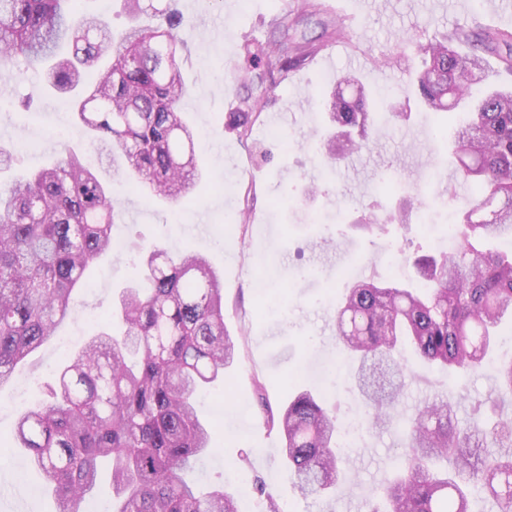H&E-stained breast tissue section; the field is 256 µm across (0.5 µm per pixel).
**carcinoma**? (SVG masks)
Returning <instances> with one entry per match:
<instances>
[{
	"label": "carcinoma",
	"instance_id": "carcinoma-1",
	"mask_svg": "<svg viewBox=\"0 0 512 512\" xmlns=\"http://www.w3.org/2000/svg\"><path fill=\"white\" fill-rule=\"evenodd\" d=\"M132 25L119 37L99 18H74L77 0H0V52L23 59L62 93L73 94L75 124L101 156H120L145 197L178 203L202 179L196 133L180 114L187 95V42L174 0H124ZM274 39L248 41L240 80L261 68L287 73L317 52L289 35L288 12ZM506 52L500 53V47ZM420 100L435 112L459 110L451 137L460 175L476 198L454 215V257L419 256L413 268L426 291L354 282L336 314L338 342L359 360L357 380L372 428L392 425L406 388L405 344L421 362L458 374L482 367L504 321L512 323V88L473 94L483 54L512 74V33L461 27L417 47ZM343 76L322 94L329 133L319 142L334 161L369 145L385 109L362 86L346 95ZM273 88L229 112L225 131L248 138ZM120 208L80 154L0 183V385L75 313L74 293L94 261L112 250ZM120 333L102 330L60 371L57 386L16 423L15 439L48 477L59 512L94 493L99 462L112 464L113 512H238L224 484L205 492L185 479L210 451L212 431L197 415L198 389L224 376L238 356L224 323V297L209 260L156 246L114 306ZM266 425L281 438L297 489L328 502L350 479L337 451L341 428L308 390L278 410L261 401ZM479 491L498 512H512V417L490 429L462 426L446 399L417 409L398 472L382 484V503L365 512H470Z\"/></svg>",
	"mask_w": 512,
	"mask_h": 512
}]
</instances>
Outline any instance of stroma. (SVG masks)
<instances>
[{
  "label": "stroma",
  "mask_w": 512,
  "mask_h": 512,
  "mask_svg": "<svg viewBox=\"0 0 512 512\" xmlns=\"http://www.w3.org/2000/svg\"><path fill=\"white\" fill-rule=\"evenodd\" d=\"M289 11L305 13L298 34L315 40L322 22L344 19V39L327 44L305 65L265 75L274 83L247 142L225 132L227 113L241 108L258 82L235 80L245 38H268V0H178L186 26L189 88L182 102L196 127L204 181L179 203L145 198L110 162H97L99 175L118 202L116 246L101 256L77 297V312L55 336L28 356L12 382L0 388V512H58L46 478L33 470L14 439L15 424L34 403L47 399L58 368L112 314L118 293L131 285L142 254L154 244L173 252L206 256L224 288V321L239 336L238 359L223 380L198 393V406L213 430L214 452L192 478L199 485L224 483L237 493L239 512H260L255 490L263 483L280 512H364L382 482L400 464L402 432L365 427L362 402L349 383L351 361L336 339L334 322L341 294L353 278L406 281L411 259L453 252L447 227L431 223L472 201L469 184L448 180L453 158L436 139L438 125L453 114L424 111L414 73L417 43L443 37L459 25L512 30V16L493 18L489 7L473 13L471 0H284ZM353 75L365 88L389 91L396 110L408 113L400 125H383L368 149L336 161L316 151V134L328 120L320 96L337 79ZM0 148L17 158V171L36 170L65 148H82L67 96L42 90L40 75L13 59L0 62ZM276 129L288 138L279 148ZM316 187L315 198L304 196ZM385 220L381 230H364V212ZM247 213L248 223L226 234L228 216ZM275 278L254 288L263 266ZM412 375L398 408L404 415L433 395L455 402L459 422L470 420L471 403L499 397L500 412L512 414V393L499 390L495 366L451 376L412 363ZM263 382L272 408L294 387L322 394L337 410L340 425L362 426L346 457L349 483L337 487L331 504L302 496L280 454L281 441L265 422L254 394Z\"/></svg>",
  "instance_id": "35a3bbf8"
}]
</instances>
